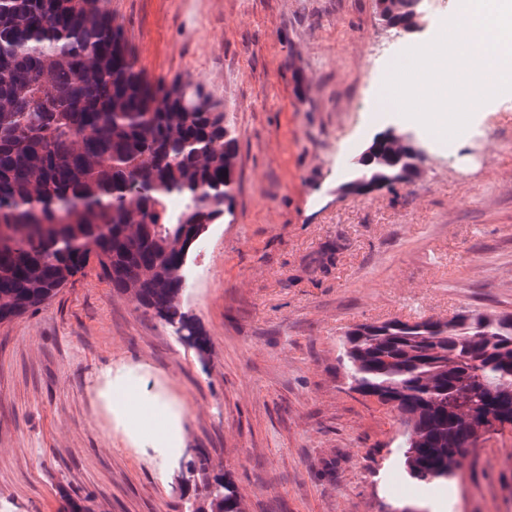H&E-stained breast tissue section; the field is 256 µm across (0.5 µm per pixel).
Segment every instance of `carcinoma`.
<instances>
[{"label": "carcinoma", "mask_w": 512, "mask_h": 512, "mask_svg": "<svg viewBox=\"0 0 512 512\" xmlns=\"http://www.w3.org/2000/svg\"><path fill=\"white\" fill-rule=\"evenodd\" d=\"M404 2L387 0L381 15L407 31ZM371 148L376 162L353 178L419 175L393 132ZM237 155L203 85L146 78L101 0H0V322L93 266L203 347L180 311L182 270L209 225L232 214ZM340 362L351 389L398 415L417 483L451 480L471 449L512 428L511 313L361 325L342 337ZM192 512H243L224 472L207 477Z\"/></svg>", "instance_id": "obj_1"}]
</instances>
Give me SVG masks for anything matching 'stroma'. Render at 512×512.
I'll return each instance as SVG.
<instances>
[{"label":"stroma","instance_id":"1","mask_svg":"<svg viewBox=\"0 0 512 512\" xmlns=\"http://www.w3.org/2000/svg\"><path fill=\"white\" fill-rule=\"evenodd\" d=\"M145 76L195 78L238 141L233 211L200 237L181 305L204 350L87 269L0 324V512H185L206 466L245 512H512V429L456 481H407L395 412L348 388L340 339L391 318L512 313V98L465 141L419 136L420 177L337 194L380 125L388 61L433 38L387 27L375 0H104ZM178 412L175 451L109 413L103 375ZM400 488H392L393 480Z\"/></svg>","mask_w":512,"mask_h":512}]
</instances>
